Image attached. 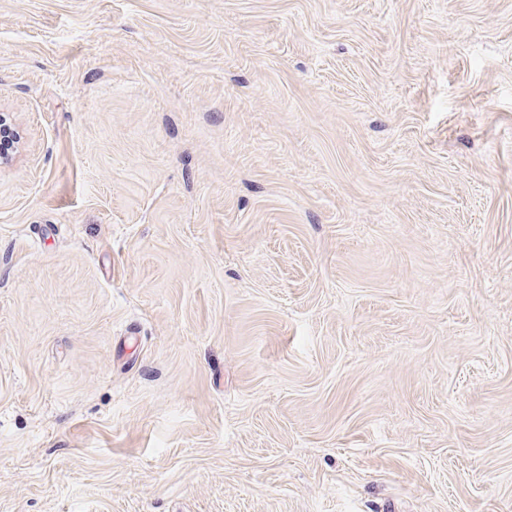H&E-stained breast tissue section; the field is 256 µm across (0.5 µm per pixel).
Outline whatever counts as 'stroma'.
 I'll list each match as a JSON object with an SVG mask.
<instances>
[{
    "label": "stroma",
    "mask_w": 512,
    "mask_h": 512,
    "mask_svg": "<svg viewBox=\"0 0 512 512\" xmlns=\"http://www.w3.org/2000/svg\"><path fill=\"white\" fill-rule=\"evenodd\" d=\"M0 512H512V0H0Z\"/></svg>",
    "instance_id": "35a3bbf8"
}]
</instances>
